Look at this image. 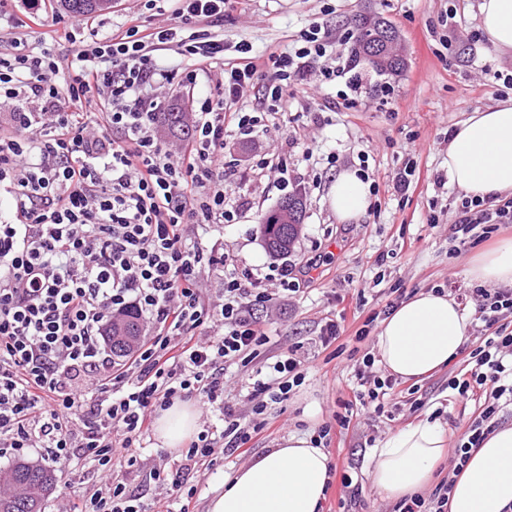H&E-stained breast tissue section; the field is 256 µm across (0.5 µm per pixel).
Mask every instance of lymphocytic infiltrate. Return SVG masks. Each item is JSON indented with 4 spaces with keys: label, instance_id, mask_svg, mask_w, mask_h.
I'll return each instance as SVG.
<instances>
[{
    "label": "lymphocytic infiltrate",
    "instance_id": "obj_1",
    "mask_svg": "<svg viewBox=\"0 0 512 512\" xmlns=\"http://www.w3.org/2000/svg\"><path fill=\"white\" fill-rule=\"evenodd\" d=\"M176 2L169 23L133 19L104 38L62 14H36L39 35H19L0 51V108L12 122L0 131V457L38 448L58 464L79 453L107 473L114 462L134 464L156 410L198 395L221 404L224 428L189 442L185 460L197 469L218 445L244 448L264 428L257 415L306 378L292 347L248 391L254 419L225 402V367L252 363L269 341L246 308L276 303L295 283L284 262L259 276L237 271L215 237L249 208L224 191L227 123L244 136L287 131L283 89L307 79L328 39L313 23L294 52L269 54L274 77L264 97L272 109L241 112L258 67L250 56L224 59L213 30L224 24L225 0ZM63 42L66 52L57 53ZM170 49L178 64L163 62ZM213 70L214 86L191 101L187 138L160 139L157 122L174 108L168 89L195 87ZM462 208L450 227L462 248L512 223V199ZM207 276L219 283L217 299L203 292ZM467 295L480 343L448 387L478 401L480 412L458 437L448 476L393 512H448L452 477L512 405V291L479 285ZM129 310L145 316L151 334L121 370L101 329ZM362 363L353 398L336 416L343 427L357 409L384 414L396 388L395 378L371 374V356Z\"/></svg>",
    "mask_w": 512,
    "mask_h": 512
}]
</instances>
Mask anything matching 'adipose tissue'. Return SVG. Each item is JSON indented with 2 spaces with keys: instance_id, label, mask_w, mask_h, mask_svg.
<instances>
[{
  "instance_id": "1",
  "label": "adipose tissue",
  "mask_w": 512,
  "mask_h": 512,
  "mask_svg": "<svg viewBox=\"0 0 512 512\" xmlns=\"http://www.w3.org/2000/svg\"><path fill=\"white\" fill-rule=\"evenodd\" d=\"M480 26L501 51H512V0H481ZM447 173L467 197L496 199L512 193V102L473 112L448 135ZM328 199L343 222L370 207V185L357 172H340ZM477 283L512 288V238L476 253L467 269ZM470 321L446 291H420L384 318L375 356L391 376L420 381L446 367L468 339ZM197 429L185 402L162 411L155 423L161 445L177 450ZM450 446L446 428L422 419L379 439L367 473L385 499L426 490ZM329 458L312 438L291 435L227 476L207 512H319ZM512 505V425L494 428L475 450L449 494L448 512H505Z\"/></svg>"
}]
</instances>
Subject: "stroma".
I'll list each match as a JSON object with an SVG mask.
<instances>
[{"label": "stroma", "mask_w": 512, "mask_h": 512, "mask_svg": "<svg viewBox=\"0 0 512 512\" xmlns=\"http://www.w3.org/2000/svg\"><path fill=\"white\" fill-rule=\"evenodd\" d=\"M481 0H228L224 26V59L234 61L240 44H252L257 55L289 52L299 35L319 22L331 36L320 69L349 67L352 19L375 14L399 32L406 59L400 75L360 71L355 104H343L346 78L329 81L313 74L309 83L288 86L280 105L289 127H302L315 136L319 149L304 156L301 146L274 133L240 135L229 126L225 160L234 176L226 192L250 201L252 208L238 223L224 227V246L242 268L260 269L271 261L259 234L262 216L287 195L301 194L305 203L302 233L294 251L300 290L278 308H253L251 316L270 332L263 357L302 346L308 360L304 383L287 401L269 406L266 426L249 444L246 454L217 450L210 466L190 472L187 486L196 490L190 512H206L214 489L235 469L291 435L316 436L330 425L332 442L326 452L331 482L320 512H391L369 483L366 472L376 441L421 418L438 415L450 436L478 413L477 401L456 396L448 388L447 370L418 384L399 383L383 416L357 414L349 426L336 422L339 403L349 400L356 386V369L374 338H362L369 318L387 303H400L419 290L468 288L466 269L473 249H456L449 226L458 217L464 194L447 181L448 134L471 113L512 98V54L497 51L480 28ZM455 23H448L449 11ZM288 156V186L276 176L239 179L271 149ZM346 168L364 170L376 191L369 210L356 222L339 223L328 201L336 174ZM409 171L407 193L396 192L399 172ZM344 303H337V295ZM342 318L339 349L318 343L326 319ZM134 466H114L104 475L97 465L77 458L54 466L56 482L44 512H71L105 481L135 494L145 512H165L154 471H178L180 452L163 448L158 440L136 451ZM350 469L362 487L359 500L340 501V474Z\"/></svg>", "instance_id": "obj_1"}]
</instances>
